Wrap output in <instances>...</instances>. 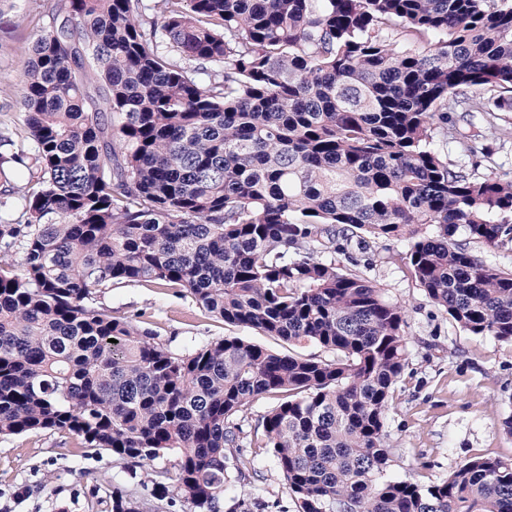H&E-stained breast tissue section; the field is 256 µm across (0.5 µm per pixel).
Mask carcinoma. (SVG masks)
<instances>
[{
  "label": "carcinoma",
  "instance_id": "cac0c4a2",
  "mask_svg": "<svg viewBox=\"0 0 512 512\" xmlns=\"http://www.w3.org/2000/svg\"><path fill=\"white\" fill-rule=\"evenodd\" d=\"M25 48L23 209L0 199V436L59 432L145 468L112 512H224L264 448L294 512H512V462L388 475L405 310L359 269L405 240L411 277L473 336L512 343V0H41ZM479 101L486 126L448 113ZM458 144L452 161L435 138ZM464 230L469 243L452 241ZM341 254L348 265H336ZM122 284L178 288L233 326L175 353ZM311 344L329 353L301 355ZM278 402L246 442L242 413ZM176 456L174 483L154 462ZM483 141L484 148L496 161L495 174L502 172L512 173V140L503 141L493 130L488 131Z\"/></svg>",
  "mask_w": 512,
  "mask_h": 512
}]
</instances>
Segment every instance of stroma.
I'll use <instances>...</instances> for the list:
<instances>
[{
	"instance_id": "obj_1",
	"label": "stroma",
	"mask_w": 512,
	"mask_h": 512,
	"mask_svg": "<svg viewBox=\"0 0 512 512\" xmlns=\"http://www.w3.org/2000/svg\"><path fill=\"white\" fill-rule=\"evenodd\" d=\"M41 25L37 0H18L0 12V124L13 140L23 133L20 84L24 49ZM406 242L377 245L366 269L392 302L406 311L409 365L388 412L393 446L390 473L421 484L445 477L460 459L486 456L512 461V437L500 426L512 413V344L477 337L457 326L426 297L392 254ZM103 307L129 315L145 313L156 342L173 351L224 336H240L272 350L281 342L257 331L230 326L199 307L189 293L121 285L107 290ZM256 470L248 484H230L226 503L254 497L290 505L288 487L260 448L246 451ZM123 461L81 447L68 435L44 432L0 438V512H112L93 486L136 489Z\"/></svg>"
}]
</instances>
